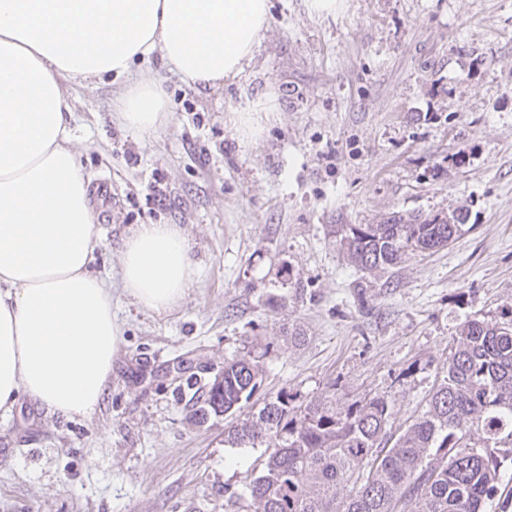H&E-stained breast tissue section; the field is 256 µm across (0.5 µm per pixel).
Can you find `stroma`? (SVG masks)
Returning <instances> with one entry per match:
<instances>
[{
    "instance_id": "stroma-1",
    "label": "stroma",
    "mask_w": 512,
    "mask_h": 512,
    "mask_svg": "<svg viewBox=\"0 0 512 512\" xmlns=\"http://www.w3.org/2000/svg\"><path fill=\"white\" fill-rule=\"evenodd\" d=\"M62 86L77 162L112 190L90 269L112 286L122 338L92 415L23 395L0 417V512H226L265 449L226 446L231 418H193L225 359L263 369L243 412L332 386L340 406L387 398L399 427L461 325L512 308V0H344L326 19L271 0L241 80L169 76L171 121L150 135L117 124L121 82ZM271 86L280 110L241 150L224 117ZM459 210V238L385 273L361 271L341 242L345 224ZM151 223L186 230L197 270L164 315L120 285L123 242Z\"/></svg>"
}]
</instances>
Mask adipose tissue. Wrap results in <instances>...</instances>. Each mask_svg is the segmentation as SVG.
Instances as JSON below:
<instances>
[{
	"label": "adipose tissue",
	"instance_id": "adipose-tissue-1",
	"mask_svg": "<svg viewBox=\"0 0 512 512\" xmlns=\"http://www.w3.org/2000/svg\"><path fill=\"white\" fill-rule=\"evenodd\" d=\"M269 20L270 0H0L1 413L23 393L51 413L92 414L121 342L112 292L89 270L99 229L61 79L123 80L120 125L155 133L170 121L163 78L136 62L160 56L216 90L244 75ZM277 109L272 92L244 99L228 117L240 146ZM119 265L123 291L159 314L195 283L177 224L136 225Z\"/></svg>",
	"mask_w": 512,
	"mask_h": 512
}]
</instances>
